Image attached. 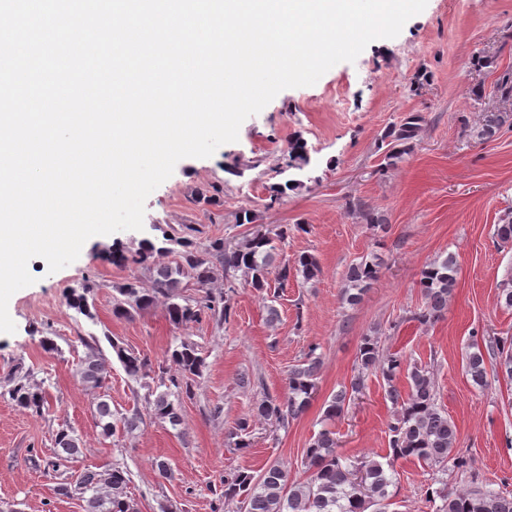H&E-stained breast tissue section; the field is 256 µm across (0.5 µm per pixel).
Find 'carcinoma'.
Instances as JSON below:
<instances>
[{
    "instance_id": "carcinoma-1",
    "label": "carcinoma",
    "mask_w": 512,
    "mask_h": 512,
    "mask_svg": "<svg viewBox=\"0 0 512 512\" xmlns=\"http://www.w3.org/2000/svg\"><path fill=\"white\" fill-rule=\"evenodd\" d=\"M506 122L501 113H490L482 118L481 136L492 137ZM425 117L418 112L405 113L398 122L384 133L386 144L384 168L393 169L402 163L422 131ZM311 159L306 142L296 137L288 146V167L302 171ZM304 186L295 179L293 185L273 183L269 186V202L272 207L280 202L289 189ZM349 211L358 214L367 223L384 231L385 219L371 213L360 200L349 203ZM306 231L304 224H278L266 230L256 229L242 240L231 243L224 238L196 242L175 231L163 232L162 240L143 239L134 250L121 254L118 259L141 266L147 271L146 279L135 277L117 289L113 298L112 314L130 318L133 314L154 304L158 299L165 302L166 317L170 325L181 327L204 319L218 325L229 321L230 299L236 289L247 285L262 295L267 311V321L279 319L275 302L278 293L271 292V284L283 288L290 279L300 275L303 281L315 278L319 264L315 256L303 254L293 263L277 259L278 245L287 242L296 232ZM157 254L172 256L166 264L157 265ZM381 263L374 256L348 267L342 287V301L357 304L364 293L378 280ZM457 259L449 254L440 261L428 265L421 272L420 288L425 306L415 314V319L428 324L441 318L448 309V302L456 283ZM192 280L198 288L195 295L184 294V280ZM102 284L88 279L81 290H72L69 306L92 319L93 304L89 297ZM79 343L85 348L84 356L76 364V376L82 387L97 396L96 424L105 437L119 433L132 434L142 422L139 410L125 414L112 412L110 403L103 399L100 390L110 375V362L103 354L94 336H80ZM108 342L125 372L145 390L143 400L151 414L172 427L182 423L185 401L195 396V388L203 375L205 360L199 346L191 341L173 337L163 359L152 362L149 358L124 346L117 338ZM358 372L349 385L333 395L326 413L334 417L344 412L352 397L364 388L366 373H377L387 384V395L395 406L388 423V453L386 462L370 456L349 457L338 449L334 432L320 431L306 448L303 465L306 479L289 481L288 469L273 463L257 473L239 469L224 475L218 501H238L246 505L247 512H390L394 494L393 463L399 459L413 460L446 472L448 468L468 474L471 486L466 490L450 491L438 477L439 487L426 489L430 501L440 500L436 512H512V494L488 488L478 482L473 473L471 459L458 450V431L448 413L438 404L437 391L430 368L409 363L401 355H385L378 338H363L357 358ZM319 360L314 350H309L305 360L288 370L287 392L272 394L260 377H242L240 383L259 390L258 415L286 429L299 418L316 392V376ZM464 372L477 386H484L488 378L504 375L512 379V336L490 337L485 349H477L466 355ZM404 375L407 390L401 391L397 377ZM0 398H7L33 416L41 417L46 411V391L34 382L33 375L18 367L0 383ZM251 419L237 420L230 436L234 446L245 450L252 446ZM83 443L76 431L63 425L54 439L53 456L46 460L47 470L56 472L65 462L81 454ZM128 471L120 464L96 469L87 468L76 480H65L55 487L57 495L78 498L86 503V512H139L135 499L128 496Z\"/></svg>"
}]
</instances>
